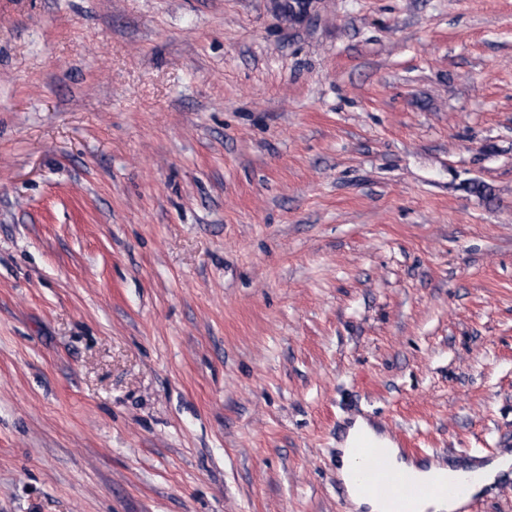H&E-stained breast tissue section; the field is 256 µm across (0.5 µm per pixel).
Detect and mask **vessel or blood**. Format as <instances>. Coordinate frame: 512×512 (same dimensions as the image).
Instances as JSON below:
<instances>
[{
  "instance_id": "1",
  "label": "vessel or blood",
  "mask_w": 512,
  "mask_h": 512,
  "mask_svg": "<svg viewBox=\"0 0 512 512\" xmlns=\"http://www.w3.org/2000/svg\"><path fill=\"white\" fill-rule=\"evenodd\" d=\"M398 443L395 437L387 442L370 437L355 440L351 475L361 495L387 502L394 506L396 512H412L414 499L439 492L456 499L466 498L471 485L480 478L479 473L471 471L439 486L416 483L410 474L392 470L388 464L392 448Z\"/></svg>"
}]
</instances>
